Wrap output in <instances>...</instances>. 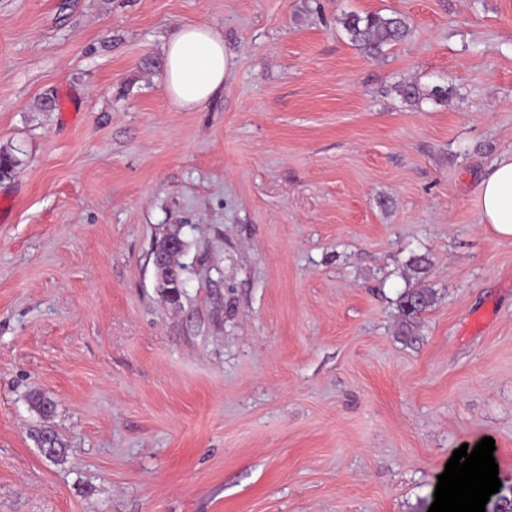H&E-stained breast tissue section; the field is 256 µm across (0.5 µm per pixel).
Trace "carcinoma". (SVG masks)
<instances>
[{"instance_id":"cac0c4a2","label":"carcinoma","mask_w":512,"mask_h":512,"mask_svg":"<svg viewBox=\"0 0 512 512\" xmlns=\"http://www.w3.org/2000/svg\"><path fill=\"white\" fill-rule=\"evenodd\" d=\"M349 41L370 57L381 55L385 48L406 41L411 35V26L407 18L399 13L384 16L379 13L364 16L351 12L340 19ZM397 92L406 101L421 103L425 100L441 101L448 95V88L435 85L425 88L417 83H401ZM432 303L431 291L427 288L408 290L399 297L398 308L401 315V335L412 338L414 328L421 315ZM31 410L39 418L49 421L55 414L56 404L44 393L33 391L26 397ZM35 445L40 448L44 458L58 465L66 460V440L51 426L46 425L31 434Z\"/></svg>"}]
</instances>
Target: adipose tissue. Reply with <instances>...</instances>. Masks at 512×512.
Masks as SVG:
<instances>
[{
	"instance_id": "1",
	"label": "adipose tissue",
	"mask_w": 512,
	"mask_h": 512,
	"mask_svg": "<svg viewBox=\"0 0 512 512\" xmlns=\"http://www.w3.org/2000/svg\"><path fill=\"white\" fill-rule=\"evenodd\" d=\"M230 61L220 32L186 24L164 48L163 84L171 103L194 109L224 87ZM480 221L500 237L512 238V151L504 153L479 184Z\"/></svg>"
}]
</instances>
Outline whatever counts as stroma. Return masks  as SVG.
Returning a JSON list of instances; mask_svg holds the SVG:
<instances>
[{"label": "stroma", "mask_w": 512, "mask_h": 512, "mask_svg": "<svg viewBox=\"0 0 512 512\" xmlns=\"http://www.w3.org/2000/svg\"><path fill=\"white\" fill-rule=\"evenodd\" d=\"M349 12L412 35L370 58ZM194 23L232 65L185 110L163 45ZM0 148V512H428L485 437V512L512 498V239L478 194L512 150V0H0ZM397 92L406 101L422 103L424 100L441 101L448 95V88L435 85L425 88L418 83H401L397 86ZM165 240V248L155 251L157 288H160L162 298L166 302L177 304L185 285V270L176 261V257L183 249V241L176 230L166 235ZM173 288H177L176 291ZM432 303V294L428 288L408 290L399 297L398 308L401 315V335L411 339L414 328L421 315ZM26 402L44 423H47L55 414V402L42 392L33 391L29 393ZM31 438L48 462L58 465L66 460L68 448L66 440L51 426L44 425L34 430Z\"/></svg>", "instance_id": "obj_1"}]
</instances>
